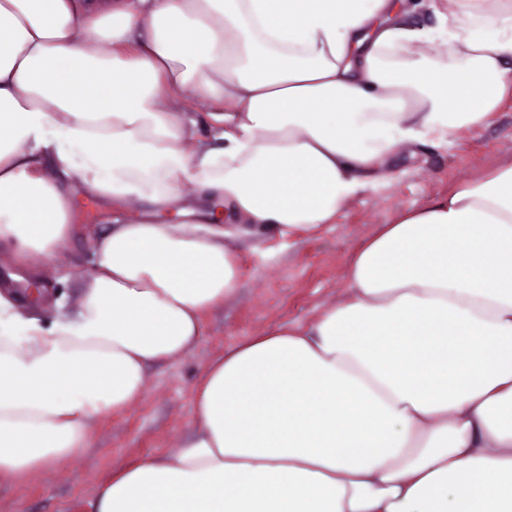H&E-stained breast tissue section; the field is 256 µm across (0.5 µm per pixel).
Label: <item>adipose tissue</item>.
Returning a JSON list of instances; mask_svg holds the SVG:
<instances>
[{
    "label": "adipose tissue",
    "instance_id": "1",
    "mask_svg": "<svg viewBox=\"0 0 512 512\" xmlns=\"http://www.w3.org/2000/svg\"><path fill=\"white\" fill-rule=\"evenodd\" d=\"M511 58L512 0L430 28L396 0H0V246L50 264L76 196L143 207L96 238L75 309L0 286V484L67 463L189 351L237 285L227 240L334 223L403 146L453 147ZM348 284L211 361L193 434L114 468L95 512H512V158L381 225Z\"/></svg>",
    "mask_w": 512,
    "mask_h": 512
}]
</instances>
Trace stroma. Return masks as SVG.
Here are the masks:
<instances>
[{
  "instance_id": "1",
  "label": "stroma",
  "mask_w": 512,
  "mask_h": 512,
  "mask_svg": "<svg viewBox=\"0 0 512 512\" xmlns=\"http://www.w3.org/2000/svg\"><path fill=\"white\" fill-rule=\"evenodd\" d=\"M512 156V89L478 132H461L453 148L411 144L390 157L381 184L349 201L335 223L280 238L274 232L229 243L239 278L235 292L203 319L202 334L184 356L149 366L145 394L126 412L89 423L86 446L64 467L0 487V512H93L97 487L113 468L178 447L189 426L192 391L213 358L251 336L283 325H308L350 298L347 267L353 251L405 209L447 196L461 182ZM79 232L55 260L60 274L38 310L56 300L75 308L92 269L90 238L106 232L107 207L78 197Z\"/></svg>"
}]
</instances>
